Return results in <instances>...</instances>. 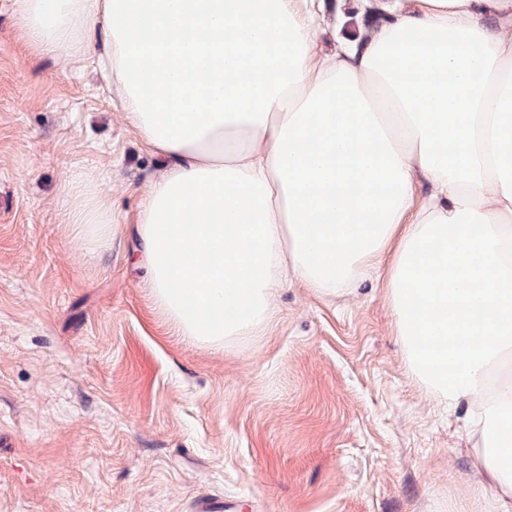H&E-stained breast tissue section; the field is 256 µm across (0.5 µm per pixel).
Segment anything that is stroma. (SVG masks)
<instances>
[{
  "label": "stroma",
  "instance_id": "35a3bbf8",
  "mask_svg": "<svg viewBox=\"0 0 512 512\" xmlns=\"http://www.w3.org/2000/svg\"><path fill=\"white\" fill-rule=\"evenodd\" d=\"M157 168L101 76L0 0V512H486L466 415L409 372L383 277L288 282L228 350L177 336L128 230ZM85 178L111 247L64 222Z\"/></svg>",
  "mask_w": 512,
  "mask_h": 512
}]
</instances>
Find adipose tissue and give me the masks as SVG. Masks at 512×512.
I'll return each mask as SVG.
<instances>
[{"label":"adipose tissue","mask_w":512,"mask_h":512,"mask_svg":"<svg viewBox=\"0 0 512 512\" xmlns=\"http://www.w3.org/2000/svg\"><path fill=\"white\" fill-rule=\"evenodd\" d=\"M14 0L38 52L97 61L163 159L135 236L153 304L210 347L257 336L287 278L322 296L388 259L410 372L465 408L478 485L512 512V0ZM65 221L112 243V202Z\"/></svg>","instance_id":"adipose-tissue-1"}]
</instances>
